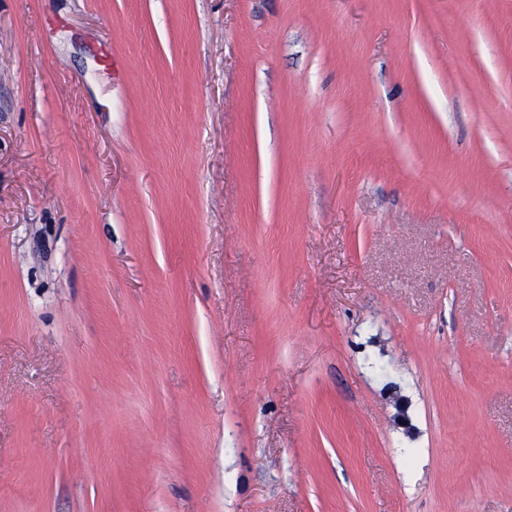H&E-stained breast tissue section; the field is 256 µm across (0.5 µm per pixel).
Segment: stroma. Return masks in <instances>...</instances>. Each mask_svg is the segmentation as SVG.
I'll list each match as a JSON object with an SVG mask.
<instances>
[{"mask_svg": "<svg viewBox=\"0 0 512 512\" xmlns=\"http://www.w3.org/2000/svg\"><path fill=\"white\" fill-rule=\"evenodd\" d=\"M0 512H512V0H0Z\"/></svg>", "mask_w": 512, "mask_h": 512, "instance_id": "stroma-1", "label": "stroma"}]
</instances>
